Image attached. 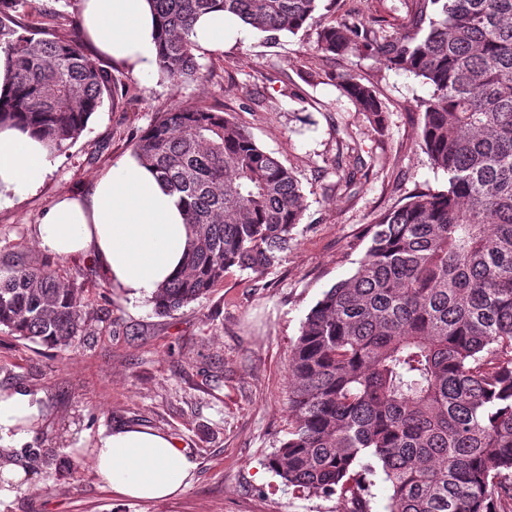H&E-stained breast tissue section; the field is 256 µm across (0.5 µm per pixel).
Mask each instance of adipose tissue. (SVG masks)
Wrapping results in <instances>:
<instances>
[{"label":"adipose tissue","mask_w":512,"mask_h":512,"mask_svg":"<svg viewBox=\"0 0 512 512\" xmlns=\"http://www.w3.org/2000/svg\"><path fill=\"white\" fill-rule=\"evenodd\" d=\"M80 16L89 40L112 61L142 75L155 71L149 0H81ZM56 162V153L31 130L0 129V203L37 191ZM36 239L57 256L93 257L114 288L138 301L153 298L182 270L190 232L177 193L129 157L96 178L89 198H58L38 224ZM41 409L40 394L0 391V446L30 439ZM91 464L114 494L133 499L175 496L192 483L197 467L177 438L146 427L100 430Z\"/></svg>","instance_id":"1"}]
</instances>
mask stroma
Masks as SVG:
<instances>
[{"mask_svg":"<svg viewBox=\"0 0 512 512\" xmlns=\"http://www.w3.org/2000/svg\"><path fill=\"white\" fill-rule=\"evenodd\" d=\"M24 11L32 24L61 14L52 30L69 37L80 0H29ZM315 39L311 28L274 41L259 31L226 39L222 53L198 54L210 73L203 83L174 85L100 59L118 96L104 98L35 193L0 206V265L52 260L59 276L86 289L91 330L66 351L0 332V391L45 395L44 424L9 454L31 484L0 500V512H343L336 496L295 491L266 466L288 437L290 348L323 292L355 269L371 220L415 188L446 186L447 175L417 139L415 105L428 86L353 57L325 62V76L308 80ZM345 67L376 87L384 130L328 80ZM177 103L232 113L295 174L306 211L278 266L260 276L231 269L206 297L162 317L149 301L123 297L94 259L50 258L36 226L58 197L90 195L95 178L131 156L141 131ZM348 146L369 167L351 197L336 189V161ZM116 425L181 439L198 463L195 482L163 500L112 494L89 455L97 431Z\"/></svg>","mask_w":512,"mask_h":512,"instance_id":"stroma-1","label":"stroma"}]
</instances>
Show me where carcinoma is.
Listing matches in <instances>:
<instances>
[{
    "label": "carcinoma",
    "mask_w": 512,
    "mask_h": 512,
    "mask_svg": "<svg viewBox=\"0 0 512 512\" xmlns=\"http://www.w3.org/2000/svg\"><path fill=\"white\" fill-rule=\"evenodd\" d=\"M26 0H0V51L12 68L0 125L16 119L61 151L76 141L112 82L82 38L24 22ZM157 73L206 82L190 33L222 9L275 39L313 27L309 78L336 57L373 58L422 80L419 143L446 187L417 191L369 224L354 272L322 294L288 363V439L269 458L283 482L371 512H512V0H403L398 24L319 13L321 0H151ZM381 126L375 88L349 68L332 75ZM180 195L195 239L184 272L159 288L169 316L231 268L279 265L301 223L293 173L231 114L178 104L134 143ZM369 168L348 160L337 189ZM84 290L48 260L0 268V330L69 349L90 334Z\"/></svg>",
    "instance_id": "1"
}]
</instances>
